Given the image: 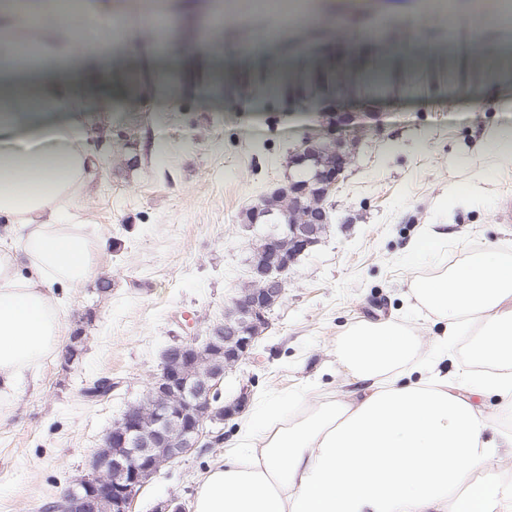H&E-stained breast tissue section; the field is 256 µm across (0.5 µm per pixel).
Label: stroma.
<instances>
[{"label":"stroma","mask_w":512,"mask_h":512,"mask_svg":"<svg viewBox=\"0 0 512 512\" xmlns=\"http://www.w3.org/2000/svg\"><path fill=\"white\" fill-rule=\"evenodd\" d=\"M419 0H318L317 14L296 21L225 16L202 24L207 0H169L171 35L158 43L149 22L123 30L118 42L76 64L69 80L95 166L77 223L101 240L95 273L66 289L62 334L82 329L86 352L65 368L49 353L13 397L0 401V512H42L73 477L129 405L142 400L173 339L203 341L232 298L251 280L248 258L271 227L245 224L251 206L288 182V153L322 131L320 95L291 101L262 91L240 93L257 73L329 69L336 54L396 72L379 94L350 71L335 95L340 112H374L351 128L356 155L326 201L329 219L318 244L292 264L286 293L252 353L228 370L220 390L249 403L280 399L295 423L352 385L337 366L342 335L361 320L392 318L420 338L427 355L443 325L416 311L413 285L438 277L489 249L512 255V157L494 137L512 127V76L482 83L498 28L471 12L452 51L439 52L448 29ZM346 16L345 39L331 22ZM417 24L418 46L402 38ZM465 85L483 96L463 97ZM432 234L431 257L413 263L410 244ZM111 284L98 294L99 281ZM108 377L109 397L85 400L84 387ZM236 418L207 424L196 448L142 489L132 512H153L177 498L192 512L205 472L224 457Z\"/></svg>","instance_id":"stroma-1"}]
</instances>
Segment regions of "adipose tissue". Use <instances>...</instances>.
<instances>
[{
	"label": "adipose tissue",
	"instance_id": "adipose-tissue-1",
	"mask_svg": "<svg viewBox=\"0 0 512 512\" xmlns=\"http://www.w3.org/2000/svg\"><path fill=\"white\" fill-rule=\"evenodd\" d=\"M10 18L0 45L13 46L24 26L32 56L0 63V137L11 144L0 151V397L14 396L60 344L55 285L76 288L94 273L89 235L66 221L91 167L85 133L57 120L78 108L61 70L88 47L48 51L47 14ZM413 294L446 322L428 357L418 358V336L399 322H361L336 345L356 390L292 425L277 402L242 420L194 512H512V486L488 472L498 448L512 449V433L487 438L477 403L495 394L512 410V257L472 255ZM471 318L480 337L470 355L489 370L455 385L439 365ZM406 367L414 380L402 381Z\"/></svg>",
	"mask_w": 512,
	"mask_h": 512
}]
</instances>
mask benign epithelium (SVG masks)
I'll return each instance as SVG.
<instances>
[{
	"mask_svg": "<svg viewBox=\"0 0 512 512\" xmlns=\"http://www.w3.org/2000/svg\"><path fill=\"white\" fill-rule=\"evenodd\" d=\"M323 133L304 138L288 157L298 177L288 180L294 209L282 217L284 231L300 252L318 242L317 225L328 223L325 209L311 210L310 195L326 197L336 188L351 160L349 141L341 130L359 124L366 112H327ZM262 262L251 268L257 288L233 300L224 322L213 325L203 345L176 343L163 354L161 372L152 391L128 407L107 433L112 454L94 452L88 473L74 479L59 494L62 512H130L143 487L168 464L198 444L206 422L217 423L240 413L247 389L216 407L219 385L227 369L245 359L256 340L270 327L269 314L285 294L293 259L277 240L266 237L255 247Z\"/></svg>",
	"mask_w": 512,
	"mask_h": 512,
	"instance_id": "1",
	"label": "benign epithelium"
}]
</instances>
